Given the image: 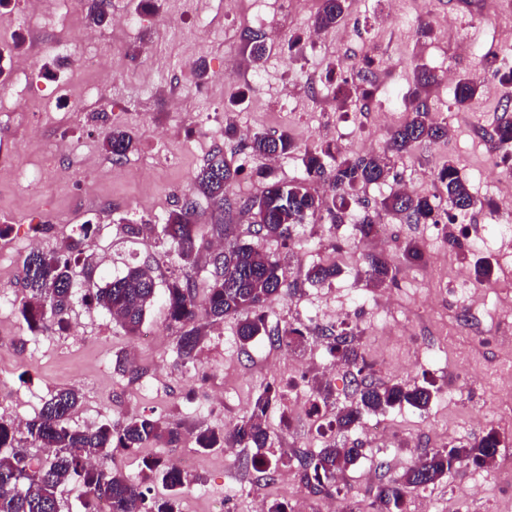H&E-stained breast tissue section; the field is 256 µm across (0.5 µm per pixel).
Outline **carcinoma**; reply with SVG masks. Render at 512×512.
Returning <instances> with one entry per match:
<instances>
[{"label":"carcinoma","instance_id":"obj_1","mask_svg":"<svg viewBox=\"0 0 512 512\" xmlns=\"http://www.w3.org/2000/svg\"><path fill=\"white\" fill-rule=\"evenodd\" d=\"M88 16L96 25L107 19V0H85ZM346 0H322L321 10L314 18V27L325 31L335 27L346 11ZM246 48L256 64L266 55L267 46L261 34L247 39ZM482 84L475 76L461 77L455 87L454 99L466 108L481 94ZM410 118L390 132L387 150L400 154L422 141H436L447 136L445 126L431 119L427 100L418 92L411 94ZM496 147L512 146V118L505 116L490 133ZM104 145L115 160L127 156L134 148L132 135L112 128L105 133ZM250 153L270 158L296 149L291 137L256 134L247 144ZM331 162H325V159ZM305 178L288 183L270 181L261 196L242 204L253 214V232L258 237L291 239V230L316 217L333 224L351 205L355 192L386 179V163L377 157H349L341 149L329 146L307 150L302 157ZM241 168L223 158H213L203 165L193 179L194 188L219 211L230 204L227 189L237 180ZM436 178L448 200L446 216L454 224L476 205L474 194L463 179L453 160L442 163ZM324 180L334 188L329 199L314 195L308 188L310 180ZM441 196L394 192L383 198L380 210L401 217L407 224L438 223ZM193 205L171 211L161 229V240L176 252L186 272L158 288L154 268L149 264L134 265L118 276L105 281L87 277L79 283L74 269L88 265L89 242L97 228L82 224L79 239L69 241L62 250L46 255L32 252L24 261L23 288L25 300L20 313L30 333L35 334L47 324L60 328L69 325V311L76 296L86 305L106 310L125 333L136 334L146 312L158 296H163L170 321L179 326L177 354L191 360L199 347L201 328L196 325L204 317L214 321L226 316L238 319L242 344L258 336H266L273 344L291 346L304 338L302 326L290 324L284 328H267L264 308L281 294L285 282L280 263L269 254L249 244L230 243L211 253L210 279L204 298L197 294L194 271L198 256L207 248L193 218ZM399 260L416 264L422 260L418 246L406 241L399 246ZM338 274L334 264L310 267L306 280L325 284ZM494 265L488 261L473 264L475 282L490 281ZM367 282L382 285L393 281L391 259L382 254L366 256ZM330 352L350 362L356 369L353 376L356 398L336 413L335 423L347 429L360 421L365 413H376L404 403L425 409L436 394L434 385L408 386L402 383L374 384L365 382V359L352 347L345 330L336 332ZM278 398L273 386H266L253 400L249 412L225 430L198 431L195 442L206 451L228 445L265 448L271 438L267 413ZM80 394L74 388L57 390L42 402L37 414L20 429L13 420L0 417V512H63L60 488L75 480L82 486V512H180L179 495L187 484V476L177 467L156 455L143 457L142 463L155 477L161 479L167 497L148 496L142 485L131 482L123 473L106 467L112 450L138 451L164 443L174 445L181 439L179 427L153 415L139 414L114 424L79 427L70 423L79 405ZM501 440L490 431L481 439L463 445L434 449L411 466L401 479L380 482L376 499L381 512H404V496L408 488L425 489L448 476L461 464L482 465L492 460ZM31 444L36 452L26 450ZM363 455V449L350 448L333 442L316 453L302 452L295 458L279 457L270 460L254 457L251 464L276 471L297 461L302 479L315 494L336 485L347 466Z\"/></svg>","mask_w":512,"mask_h":512}]
</instances>
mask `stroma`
Wrapping results in <instances>:
<instances>
[{"mask_svg": "<svg viewBox=\"0 0 512 512\" xmlns=\"http://www.w3.org/2000/svg\"><path fill=\"white\" fill-rule=\"evenodd\" d=\"M319 6L320 0H239L231 12L225 0H211L201 18L193 0H110L109 12L133 21L132 27L116 29L108 23L92 26L84 7L63 0H40L37 16L27 0H11L0 16V34L10 44L9 54L0 59L8 74L0 80V151L10 155L9 164L0 163V225L6 227L0 234V417L32 418L51 392L75 388L80 405L72 425L94 427L135 414L179 425L180 441L155 452L189 478L182 512H225L228 502L234 512H255L259 502L274 500L318 510L328 498L335 512H379L380 480L401 478L430 449L471 443L494 429L501 437L496 465L464 464L434 486L408 489L407 512L421 506L445 512L463 484L477 489L465 504L467 512H512V395L503 392L501 380L512 363V347L497 342L500 335H512V313L499 304L500 282L512 281V248L503 246L493 220L494 208L504 205L501 185L512 182V169L505 168L488 138L512 94L495 67L497 60L512 58V9H504L503 0H397L398 16L391 21L383 17L379 0H348L344 19L313 40L309 32ZM432 15L453 19L447 36L425 33ZM48 22L76 34L96 29L94 47L111 60V70L84 68L81 42L67 56L35 51L31 39L44 37ZM251 33L268 37L266 57L258 66L244 50ZM463 38L471 55L456 62L455 74L477 76L482 95L460 110L454 85L441 80L422 92L434 120L447 125L446 138L417 143L408 154L391 157L389 177L362 189L342 223L315 219L294 228V249L253 235L252 216L241 205L259 197L267 179L302 178L304 150L325 143L352 156L385 154L390 131L408 117L405 101L416 87L415 65L434 71L443 60L456 61ZM149 49L154 55L145 80L138 70ZM367 66L379 69L398 90L397 107L386 116L341 106L336 98L343 82L356 81L358 70ZM63 84L96 87L100 93L70 104L58 95ZM153 85L179 95V111L151 97ZM291 88L299 89V96L288 97ZM228 125L237 129L230 140L224 137ZM112 126L135 140L134 150L119 161L103 147ZM283 132L295 140L297 151L273 161L245 155L254 135ZM62 138L74 144L71 154L55 153L54 144ZM216 155L244 166L229 191L232 205L221 214L192 188L197 170ZM448 158L478 198L494 203L493 209L470 212L455 225L466 237L467 259L449 249L434 225L407 224L383 213H377V221L389 228L387 247L356 237L355 224L364 214L376 213L374 204L383 196L401 189L441 193L436 169ZM20 168L39 172L34 187L15 182L13 173ZM188 201L196 204L195 220L204 236H211L212 224L221 218L230 226L229 241L280 259L288 280L264 309L267 324H305L302 343L288 348L261 336L245 345L237 336L236 318L206 319L196 359L186 365L176 353L179 331L160 301L147 312L145 332L138 336L127 335L106 310L79 299L68 330L52 325L35 335L27 330L19 304L29 239L42 237V251L50 254L77 238L79 225H98L94 274L117 276L129 264L146 262L162 284L180 275L181 263L176 254L166 253L155 227ZM130 224H148L152 230L133 238L126 232ZM407 240L418 243L424 263L399 266L392 283L366 287L361 278L366 256L379 250L395 254ZM339 253L349 263L331 283L305 281L309 267ZM481 258L493 261L496 275L478 288L479 320L466 322L461 309L468 291L454 285L440 291V277ZM334 307L347 311L345 325L368 364L370 380L431 381L438 389L427 410L405 404L376 413L390 432L386 446L369 440L362 423L344 432L318 430L333 420L337 407L354 399L349 371L322 375L323 368L336 363L325 334L336 325L325 316ZM464 370L472 373V381L458 380ZM268 385L278 389L279 398L268 414L273 445L265 449L266 457L314 453L333 441L363 448V458L339 477L331 497L312 493L298 465L270 478L262 470L243 468L254 449L238 448L230 458L221 448H197V429L231 427ZM316 386L330 394L320 417L290 410L295 397L310 396Z\"/></svg>", "mask_w": 512, "mask_h": 512, "instance_id": "stroma-1", "label": "stroma"}]
</instances>
